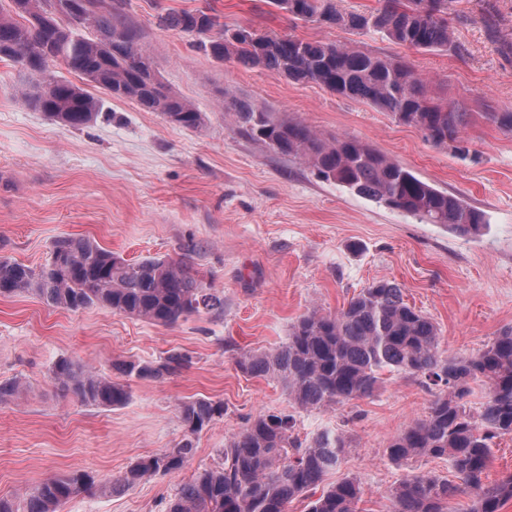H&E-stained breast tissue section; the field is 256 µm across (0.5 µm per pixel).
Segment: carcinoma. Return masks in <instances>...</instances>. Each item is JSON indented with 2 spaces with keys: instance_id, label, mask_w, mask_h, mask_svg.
<instances>
[{
  "instance_id": "obj_1",
  "label": "carcinoma",
  "mask_w": 512,
  "mask_h": 512,
  "mask_svg": "<svg viewBox=\"0 0 512 512\" xmlns=\"http://www.w3.org/2000/svg\"><path fill=\"white\" fill-rule=\"evenodd\" d=\"M53 2L8 0L9 8L0 5V59L23 67L30 54L40 61L31 70L32 81L21 89L22 97L29 103L37 87L48 86L32 108L73 129L97 119L102 100L49 71V63L60 61L111 97L161 112L176 126L202 128L204 115L158 79L151 57L112 0H85L92 36L69 27L52 10ZM380 2L366 14L343 12L336 0H269L306 23L322 26L327 20L353 30L372 28L415 50L451 46L448 15L453 0ZM192 20L191 11L158 16L160 26L184 32L192 31ZM215 29L224 31L210 44L215 56L366 101L397 122L420 129L437 147L461 142L470 123L471 113L431 98L426 82L397 59L336 43L261 35L248 26L226 29L213 14L205 31ZM224 111L239 134L301 161L317 177L357 195L461 235H477L487 224L483 212L354 137L325 138L300 120L276 118L235 96L224 97ZM22 293L34 294L53 308L99 306L155 325H171L224 305L194 277L185 254L130 262L81 237L58 241L49 261L37 270L1 258L0 295ZM187 363L185 355L172 352L158 363L126 362L122 371L138 379L161 378ZM236 364L250 376L280 382L292 407L303 410L369 397L382 383L384 371L423 378L437 389L429 411L395 436L387 453L397 464L445 458L457 481L410 473L389 492L393 512H448V500L467 492L474 496L471 512H500L503 502L512 499V473L493 482L487 475L495 440L512 436V328L471 356L450 357L439 348L432 319L404 301L399 284L379 280L335 314L313 309L300 316L282 346L244 353ZM52 375L87 405L116 408L130 397L127 386L70 359L58 360ZM481 378L488 381V392L481 410L473 414L465 398L471 383ZM222 416V402L197 399L182 404L184 438L173 448L139 459L99 489L118 491L181 470L193 454L192 437ZM294 424V415L281 412L248 421L225 443L224 461L182 485L165 512H288V505L299 497L308 499L306 512H357L362 488L352 478L318 496L313 493L340 465L346 452L344 436L325 430L304 444L293 436ZM93 484V477L83 472L54 476L19 498L0 497V512H62L65 503Z\"/></svg>"
}]
</instances>
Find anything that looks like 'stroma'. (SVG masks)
Listing matches in <instances>:
<instances>
[{"mask_svg": "<svg viewBox=\"0 0 512 512\" xmlns=\"http://www.w3.org/2000/svg\"><path fill=\"white\" fill-rule=\"evenodd\" d=\"M117 3L162 82L190 100L205 125L187 130L107 95L95 122L65 127L23 102L25 73L0 60V259L39 268L65 237L93 239L127 260L188 251L194 274L224 307L162 326L96 306L53 308L32 294L0 297V381L18 384L0 403V497L76 471L102 482L173 447L184 435V401L209 398L225 411L195 436V454L179 472L112 493L90 490L63 512H164L183 483L220 463L225 443L249 419L290 410L283 386L242 373L237 357L278 347L298 317L315 307L337 312L373 281L400 284L405 301L437 325L451 357L474 354L512 327V135L483 118L512 112V0H455L453 46L445 51L306 23L267 0ZM206 6L229 29L403 59L432 96L475 118L459 150L439 148L370 104L217 58L204 36L158 24L160 14ZM224 92L323 136L356 137L483 211L486 228L462 236L319 180L302 162L236 133ZM173 351L189 362L162 378L130 381L119 369ZM63 358L129 382V400L104 409L63 392L51 374ZM382 378L372 396L295 412L299 441L326 429L345 436V457L326 481L356 479L360 512H392L388 491L409 472L451 475L444 459L390 460L389 442L427 414L434 392L411 377Z\"/></svg>", "mask_w": 512, "mask_h": 512, "instance_id": "stroma-1", "label": "stroma"}]
</instances>
